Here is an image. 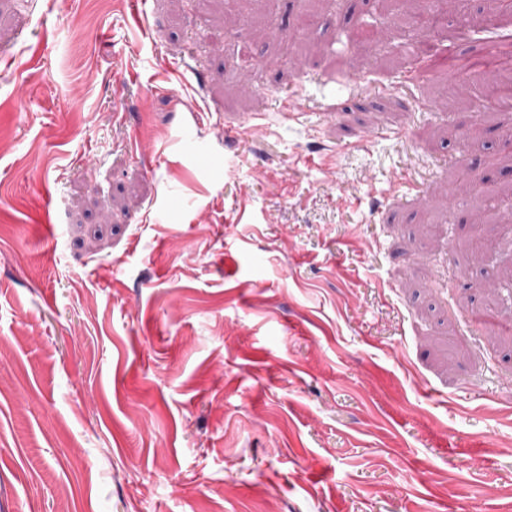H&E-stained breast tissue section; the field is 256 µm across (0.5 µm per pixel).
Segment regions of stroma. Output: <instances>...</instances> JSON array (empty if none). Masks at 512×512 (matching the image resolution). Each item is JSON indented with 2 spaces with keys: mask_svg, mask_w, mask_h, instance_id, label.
Returning <instances> with one entry per match:
<instances>
[{
  "mask_svg": "<svg viewBox=\"0 0 512 512\" xmlns=\"http://www.w3.org/2000/svg\"><path fill=\"white\" fill-rule=\"evenodd\" d=\"M467 6L423 39L512 31ZM403 43L380 0H0V512H512L471 316L512 223L456 181L512 186V112L470 138Z\"/></svg>",
  "mask_w": 512,
  "mask_h": 512,
  "instance_id": "35a3bbf8",
  "label": "stroma"
}]
</instances>
